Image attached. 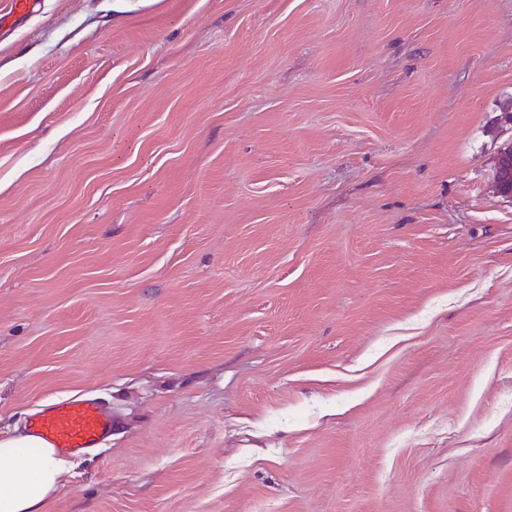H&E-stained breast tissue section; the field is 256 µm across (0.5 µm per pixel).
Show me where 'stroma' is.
<instances>
[{"instance_id": "1", "label": "stroma", "mask_w": 512, "mask_h": 512, "mask_svg": "<svg viewBox=\"0 0 512 512\" xmlns=\"http://www.w3.org/2000/svg\"><path fill=\"white\" fill-rule=\"evenodd\" d=\"M512 0H35L0 32V435L47 512H512ZM497 166L502 171V176L496 179L498 193L506 197L512 198V167H511V149L510 146L505 147L499 154ZM27 426L32 436L0 437V512H47L66 467L55 450L96 448L112 433V410L77 395L32 412Z\"/></svg>"}]
</instances>
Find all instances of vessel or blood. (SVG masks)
Wrapping results in <instances>:
<instances>
[{
    "instance_id": "b4317fda",
    "label": "vessel or blood",
    "mask_w": 512,
    "mask_h": 512,
    "mask_svg": "<svg viewBox=\"0 0 512 512\" xmlns=\"http://www.w3.org/2000/svg\"><path fill=\"white\" fill-rule=\"evenodd\" d=\"M30 435L69 454L97 447L112 433V411L96 399L77 395L32 412Z\"/></svg>"
}]
</instances>
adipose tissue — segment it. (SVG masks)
<instances>
[{
	"label": "adipose tissue",
	"mask_w": 512,
	"mask_h": 512,
	"mask_svg": "<svg viewBox=\"0 0 512 512\" xmlns=\"http://www.w3.org/2000/svg\"><path fill=\"white\" fill-rule=\"evenodd\" d=\"M64 468V459L33 436L0 437V512H45Z\"/></svg>",
	"instance_id": "ef3b65f1"
}]
</instances>
